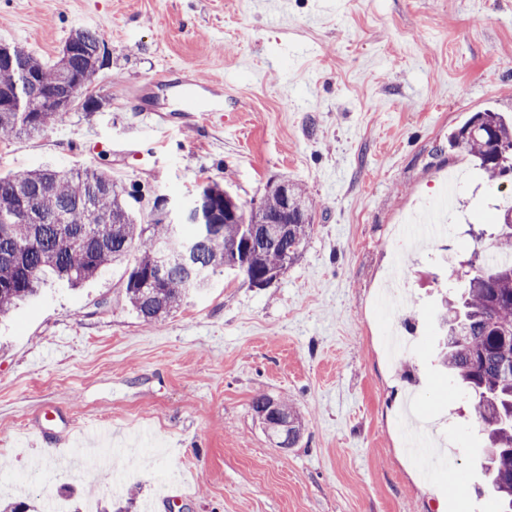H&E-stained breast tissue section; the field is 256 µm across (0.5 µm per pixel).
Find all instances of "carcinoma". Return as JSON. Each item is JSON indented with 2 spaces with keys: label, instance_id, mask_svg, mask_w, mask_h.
<instances>
[{
  "label": "carcinoma",
  "instance_id": "1",
  "mask_svg": "<svg viewBox=\"0 0 512 512\" xmlns=\"http://www.w3.org/2000/svg\"><path fill=\"white\" fill-rule=\"evenodd\" d=\"M102 39L91 29L74 31L52 63L19 46L0 44V142L45 130L58 112L43 107L39 93L66 98L70 81L87 74L95 78L108 58L99 54ZM450 148L475 159L488 181L496 183L502 165L512 166V123L499 112L471 115L448 137ZM211 205L215 232L196 245L194 263L208 274L239 273L263 287L283 275L305 247L312 219L285 210L279 188L271 186L249 210L218 182L200 188ZM129 192L101 168L55 170L37 168L0 178V315L37 293L50 271L75 286L107 267L128 264L123 299L148 327L160 324L185 301L191 288L187 272L174 252L163 257L155 241L168 238L164 214L167 198H155L148 224L136 223L126 199ZM30 220L5 222L22 209ZM497 214L493 247L504 258L470 262L471 270L448 302L440 325L445 339L441 360L448 374L471 396V415L487 443L480 461L496 512H512V223ZM279 218L288 232L278 241L259 238L268 221ZM167 265L165 278L149 282L153 270ZM280 411L294 421L292 430L266 429L280 448L294 447L301 422L294 404L279 401Z\"/></svg>",
  "mask_w": 512,
  "mask_h": 512
}]
</instances>
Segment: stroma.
Listing matches in <instances>:
<instances>
[{"instance_id":"obj_1","label":"stroma","mask_w":512,"mask_h":512,"mask_svg":"<svg viewBox=\"0 0 512 512\" xmlns=\"http://www.w3.org/2000/svg\"><path fill=\"white\" fill-rule=\"evenodd\" d=\"M80 27L108 49L91 86L100 108L0 142L1 177L103 167L144 224L155 196L180 209L211 178L249 207L285 177L314 202L313 226L267 287L214 274L153 328L123 301L124 266L75 290L47 275L0 320V501L108 502L103 476L63 466L84 428L103 425L131 450L115 470L156 472L124 484L131 512L149 499L157 512H495L479 491L471 399L436 358V320L496 202L448 136L488 108L512 116V0H0V43L45 61ZM173 65L223 77L229 109L174 111L150 83ZM452 175L467 185L447 240L405 257L418 339L394 361L378 297L394 227ZM258 393L296 405L295 447L262 430ZM408 394L456 458L430 478L398 432ZM36 456L53 470L34 473Z\"/></svg>"}]
</instances>
